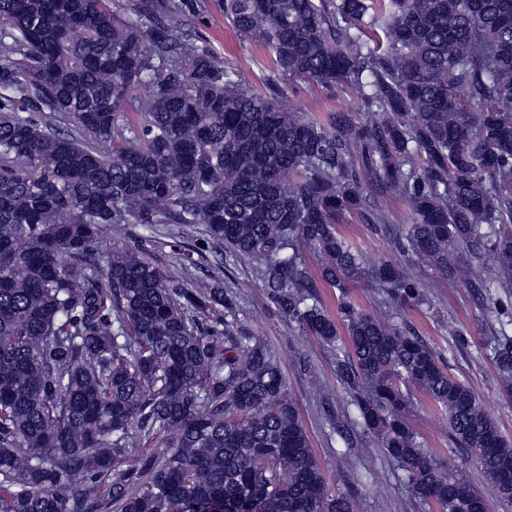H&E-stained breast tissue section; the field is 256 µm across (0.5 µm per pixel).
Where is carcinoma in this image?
<instances>
[{"label": "carcinoma", "mask_w": 512, "mask_h": 512, "mask_svg": "<svg viewBox=\"0 0 512 512\" xmlns=\"http://www.w3.org/2000/svg\"><path fill=\"white\" fill-rule=\"evenodd\" d=\"M220 8L277 70L346 87L360 116L317 120L275 77L243 90L184 29L191 0H140L127 19L105 0H0V512H358L268 345L234 331L233 295L103 239L159 224H200L255 262L279 312L335 348L348 399L328 422L347 466L368 439L437 512H493L425 448L417 389L512 504V439L474 389L406 324L348 301L333 320L301 256L330 287L365 282L401 308L429 303L423 267L472 289L512 394V307L496 296L512 288V0ZM349 216L398 261L368 263L338 230Z\"/></svg>", "instance_id": "obj_1"}]
</instances>
